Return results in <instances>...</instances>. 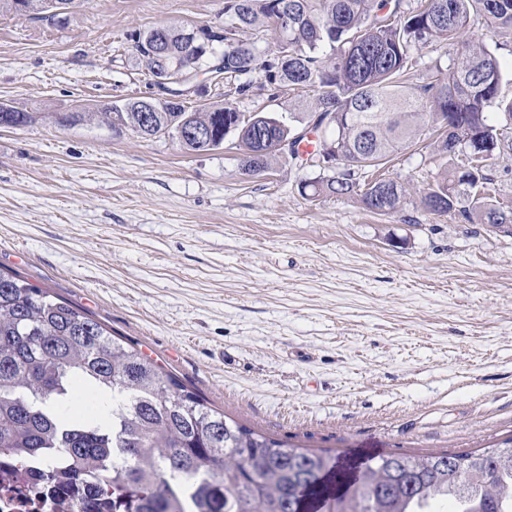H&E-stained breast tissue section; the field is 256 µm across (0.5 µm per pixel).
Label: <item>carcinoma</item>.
Instances as JSON below:
<instances>
[{"mask_svg": "<svg viewBox=\"0 0 512 512\" xmlns=\"http://www.w3.org/2000/svg\"><path fill=\"white\" fill-rule=\"evenodd\" d=\"M45 0H0V13L23 14ZM512 35V0H224V22L167 26L165 50L150 51L152 31L131 35L136 60L152 75L211 74L235 92L261 95L283 85L314 92L295 124L270 112L248 116L216 101H128L100 113L112 128L143 139L173 135L190 152L209 141L191 128L237 139L241 165L265 170L279 155L317 163L336 159V174L300 182V193L357 196L376 214L396 212L405 182L369 173L421 142L422 129L448 122L433 142L445 161L423 207L512 235V208L484 195L491 179L479 162L508 148L512 131L494 111L499 99L497 47L465 39L473 23ZM273 34V45L261 46ZM443 44L448 65L428 66L410 85L414 52ZM264 73L257 82L252 74ZM31 121L0 112V126ZM317 138L308 157L298 147ZM99 403L73 411L76 384ZM21 464L54 459L46 479L77 492L85 486L128 497L119 512H512V437L505 446L391 455L347 470L340 459L249 429L212 408L173 373L112 335L82 309L16 275L0 272V458Z\"/></svg>", "mask_w": 512, "mask_h": 512, "instance_id": "carcinoma-1", "label": "carcinoma"}]
</instances>
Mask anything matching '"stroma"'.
<instances>
[{"mask_svg": "<svg viewBox=\"0 0 512 512\" xmlns=\"http://www.w3.org/2000/svg\"><path fill=\"white\" fill-rule=\"evenodd\" d=\"M224 20V0H79L49 23L0 14V271L103 322L239 424L292 446L366 461L495 446L512 437V235L427 212L442 171L406 149L409 182L379 215L309 200L312 169L235 150L190 153L95 120L157 97L131 33ZM294 112L303 93L241 97Z\"/></svg>", "mask_w": 512, "mask_h": 512, "instance_id": "35a3bbf8", "label": "stroma"}]
</instances>
